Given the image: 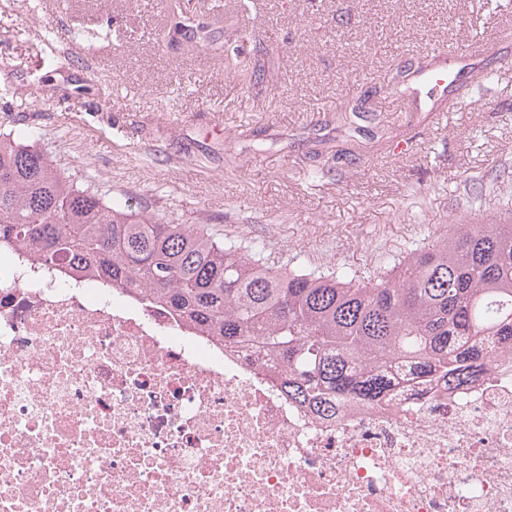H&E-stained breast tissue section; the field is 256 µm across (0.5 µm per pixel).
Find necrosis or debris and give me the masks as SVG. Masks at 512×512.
<instances>
[{"instance_id": "obj_1", "label": "necrosis or debris", "mask_w": 512, "mask_h": 512, "mask_svg": "<svg viewBox=\"0 0 512 512\" xmlns=\"http://www.w3.org/2000/svg\"><path fill=\"white\" fill-rule=\"evenodd\" d=\"M326 417L167 308L0 244V512H512V346Z\"/></svg>"}]
</instances>
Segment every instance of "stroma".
Returning <instances> with one entry per match:
<instances>
[{
  "label": "stroma",
  "instance_id": "obj_1",
  "mask_svg": "<svg viewBox=\"0 0 512 512\" xmlns=\"http://www.w3.org/2000/svg\"><path fill=\"white\" fill-rule=\"evenodd\" d=\"M181 4L226 49L247 38L249 90L223 52L168 41L166 0H0V133H37L64 174L278 265L365 276L458 217L512 214V0ZM481 37L497 45L473 83L394 111L387 74Z\"/></svg>",
  "mask_w": 512,
  "mask_h": 512
}]
</instances>
